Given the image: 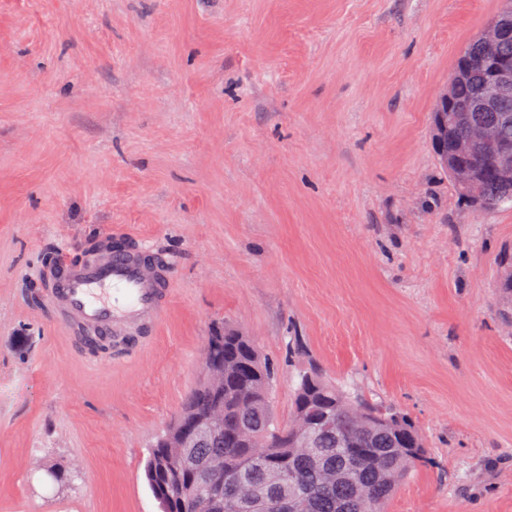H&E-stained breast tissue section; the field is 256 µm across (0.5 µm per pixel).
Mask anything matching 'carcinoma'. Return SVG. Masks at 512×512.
Instances as JSON below:
<instances>
[{
    "mask_svg": "<svg viewBox=\"0 0 512 512\" xmlns=\"http://www.w3.org/2000/svg\"><path fill=\"white\" fill-rule=\"evenodd\" d=\"M494 64L512 66V24L491 45L478 38L467 43L454 64L464 76L451 88L447 106L437 104L431 112V128L448 127V138L433 142L438 163L459 196L480 210L512 204V172H503L502 162L504 151L512 148V88L494 108H475ZM479 125L492 127L495 140L457 155L455 142ZM501 265L500 295L511 307L512 254ZM212 341L207 338L205 350L224 366V381L201 382L175 417L177 422L224 418V434L195 449L203 473L182 474L192 495L201 497L199 512H228L230 497L267 493L273 465L290 472L298 491L292 512H382L398 483L428 463L427 453H416L425 442L406 414L349 396L314 366L300 375L290 418L279 421L271 405L274 369L253 341L232 328L224 329L217 346ZM170 452L155 442L144 466L145 480L160 512H190L163 492L160 465ZM348 468L357 471L363 494L330 479L328 471ZM227 473L236 474V481L220 484L212 494L200 489L204 477L223 480ZM385 474L392 480L385 481Z\"/></svg>",
    "mask_w": 512,
    "mask_h": 512,
    "instance_id": "1",
    "label": "carcinoma"
}]
</instances>
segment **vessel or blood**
<instances>
[{
    "label": "vessel or blood",
    "instance_id": "obj_1",
    "mask_svg": "<svg viewBox=\"0 0 512 512\" xmlns=\"http://www.w3.org/2000/svg\"><path fill=\"white\" fill-rule=\"evenodd\" d=\"M165 275L135 255L103 252L80 264L62 262L52 303L58 318L108 336L158 324L168 309Z\"/></svg>",
    "mask_w": 512,
    "mask_h": 512
}]
</instances>
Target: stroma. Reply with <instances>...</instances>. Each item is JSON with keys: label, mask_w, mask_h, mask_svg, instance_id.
<instances>
[{"label": "stroma", "mask_w": 512, "mask_h": 512, "mask_svg": "<svg viewBox=\"0 0 512 512\" xmlns=\"http://www.w3.org/2000/svg\"><path fill=\"white\" fill-rule=\"evenodd\" d=\"M500 0H0V512H160L156 436L212 333L419 428L385 512H512V205H466L429 114ZM123 233L170 282L108 354L32 304Z\"/></svg>", "instance_id": "1"}]
</instances>
